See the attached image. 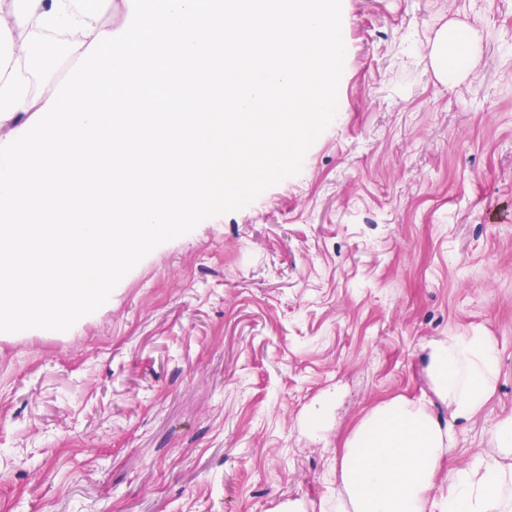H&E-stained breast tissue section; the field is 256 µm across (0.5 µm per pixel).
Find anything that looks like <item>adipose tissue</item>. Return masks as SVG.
<instances>
[{
	"label": "adipose tissue",
	"mask_w": 512,
	"mask_h": 512,
	"mask_svg": "<svg viewBox=\"0 0 512 512\" xmlns=\"http://www.w3.org/2000/svg\"><path fill=\"white\" fill-rule=\"evenodd\" d=\"M470 46L451 27L435 38L432 64L440 77L465 70ZM432 397L395 396L376 404L343 442L335 493L322 512H512V417L492 436L495 455L456 468L437 491L458 426L474 420L497 388L499 349L476 327L434 338L419 355Z\"/></svg>",
	"instance_id": "obj_1"
}]
</instances>
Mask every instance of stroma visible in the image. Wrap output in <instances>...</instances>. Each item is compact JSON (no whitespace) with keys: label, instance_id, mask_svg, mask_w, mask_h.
I'll return each instance as SVG.
<instances>
[{"label":"stroma","instance_id":"1","mask_svg":"<svg viewBox=\"0 0 512 512\" xmlns=\"http://www.w3.org/2000/svg\"><path fill=\"white\" fill-rule=\"evenodd\" d=\"M467 69L440 83L435 34ZM337 120L300 172L142 259L69 330L0 337V512H319L345 436L418 398L415 355L495 336L512 416V0H342ZM455 30L448 25L442 27L434 42L432 64L443 80L448 79V71L465 70L472 54L471 43L464 44L461 37L453 33Z\"/></svg>","mask_w":512,"mask_h":512}]
</instances>
